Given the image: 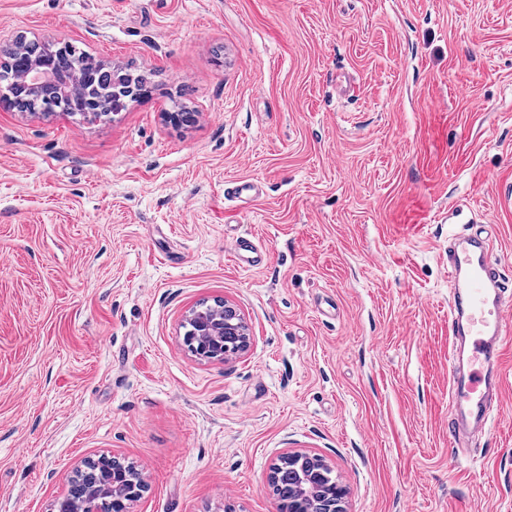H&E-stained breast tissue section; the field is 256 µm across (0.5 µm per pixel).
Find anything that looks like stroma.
I'll return each mask as SVG.
<instances>
[{"label":"stroma","mask_w":512,"mask_h":512,"mask_svg":"<svg viewBox=\"0 0 512 512\" xmlns=\"http://www.w3.org/2000/svg\"><path fill=\"white\" fill-rule=\"evenodd\" d=\"M21 37L152 79L100 119L0 106V512L102 456L130 512H278L287 450L347 512H512V347L453 452L447 275L474 219L512 284V0H0ZM224 299L250 347L197 359Z\"/></svg>","instance_id":"35a3bbf8"}]
</instances>
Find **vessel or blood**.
Wrapping results in <instances>:
<instances>
[{
  "label": "vessel or blood",
  "instance_id": "vessel-or-blood-1",
  "mask_svg": "<svg viewBox=\"0 0 512 512\" xmlns=\"http://www.w3.org/2000/svg\"><path fill=\"white\" fill-rule=\"evenodd\" d=\"M448 280L453 288L448 321L453 333L464 337L469 346L467 373L451 388L448 440L455 446L462 428L477 435L489 429L490 369L498 365L505 344L512 341V294L501 284L489 236L479 233L450 243Z\"/></svg>",
  "mask_w": 512,
  "mask_h": 512
}]
</instances>
